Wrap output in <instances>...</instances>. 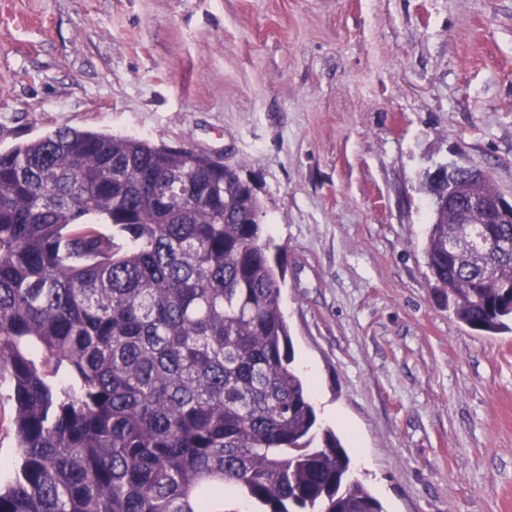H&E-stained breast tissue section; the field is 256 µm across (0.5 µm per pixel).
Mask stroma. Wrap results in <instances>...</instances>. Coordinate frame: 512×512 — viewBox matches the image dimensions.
I'll return each mask as SVG.
<instances>
[{
  "instance_id": "35a3bbf8",
  "label": "stroma",
  "mask_w": 512,
  "mask_h": 512,
  "mask_svg": "<svg viewBox=\"0 0 512 512\" xmlns=\"http://www.w3.org/2000/svg\"><path fill=\"white\" fill-rule=\"evenodd\" d=\"M62 126L238 167L354 475L385 512H512V333L425 252L436 166L512 199V0H0V151Z\"/></svg>"
}]
</instances>
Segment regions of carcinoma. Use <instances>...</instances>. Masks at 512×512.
I'll return each mask as SVG.
<instances>
[{
	"instance_id": "obj_1",
	"label": "carcinoma",
	"mask_w": 512,
	"mask_h": 512,
	"mask_svg": "<svg viewBox=\"0 0 512 512\" xmlns=\"http://www.w3.org/2000/svg\"><path fill=\"white\" fill-rule=\"evenodd\" d=\"M206 151L57 128L0 152V512H384L318 432L281 309L280 247ZM432 209L436 288L470 329L512 320V223ZM112 225V233L98 225ZM11 405L4 402L0 404V480H8L14 473L16 466L13 450ZM3 443L1 445V442Z\"/></svg>"
}]
</instances>
